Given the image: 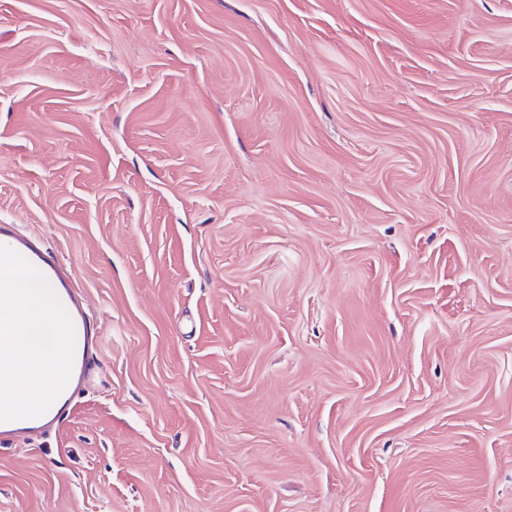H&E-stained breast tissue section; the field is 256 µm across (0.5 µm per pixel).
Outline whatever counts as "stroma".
<instances>
[{"mask_svg":"<svg viewBox=\"0 0 512 512\" xmlns=\"http://www.w3.org/2000/svg\"><path fill=\"white\" fill-rule=\"evenodd\" d=\"M0 236L106 338L0 512H512V0H0Z\"/></svg>","mask_w":512,"mask_h":512,"instance_id":"stroma-1","label":"stroma"}]
</instances>
